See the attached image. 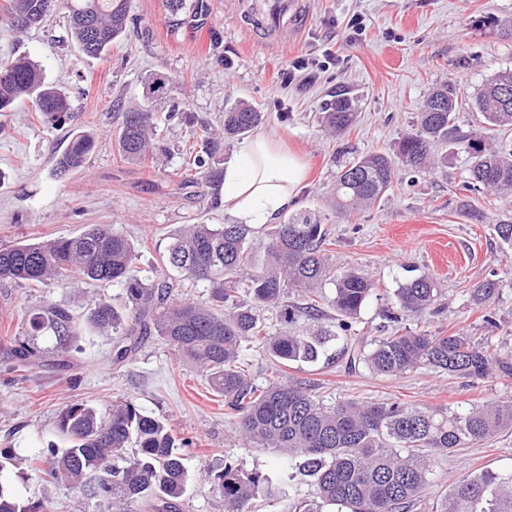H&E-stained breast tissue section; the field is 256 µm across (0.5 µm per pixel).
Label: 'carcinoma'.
Here are the masks:
<instances>
[{
  "label": "carcinoma",
  "mask_w": 512,
  "mask_h": 512,
  "mask_svg": "<svg viewBox=\"0 0 512 512\" xmlns=\"http://www.w3.org/2000/svg\"><path fill=\"white\" fill-rule=\"evenodd\" d=\"M57 0H0V21L23 33L41 24ZM69 35L79 51L98 58L122 33L130 19L128 0H65ZM169 76L153 73L146 98L168 90ZM31 107L47 121L71 118L64 93L45 81L39 65L27 56L0 61V112ZM463 108L458 84L448 81L427 93L415 132L402 138L397 157L410 172L436 164L433 147H461L469 155L463 190L485 189L512 195V145L486 144L504 127H512V69L487 80L470 108L482 125L464 133L457 126ZM319 122L333 135L350 132L357 120L352 96L339 93L326 104ZM263 121L262 113L238 102L224 112L223 127L201 129V152L192 165L198 180L222 182L218 155L224 143L244 136ZM96 132L77 129L56 161L63 178L80 171L93 153ZM121 158L139 163L159 150L153 113L146 108L123 112L116 134ZM397 168L391 157L369 152L353 157L336 173V206L353 212L375 204L394 185ZM326 217L312 209L283 217L266 234L262 266L252 263L253 245L245 224H186L171 235L161 270L151 279L136 274L134 243L112 224H92L80 235L47 241L22 240L0 246V279L47 284L66 276L90 285L122 286L134 322L101 299L87 321L112 333V363L132 360L150 336L163 339L177 360L205 374L209 386L224 397L229 423L251 448L273 450L299 461L313 479V500L296 512H404L422 501L433 471L434 457L512 429V402L471 407L465 411L430 410L401 401L340 400L325 405L307 386L269 378L258 385L245 369V351L259 346L274 364L314 365L326 354L331 337L349 339L361 308L374 293L372 281L355 269L336 272L328 254ZM334 286L328 300L335 325L326 323L320 307L322 284ZM209 288L205 303L174 296L183 284ZM497 282L487 280L471 291L472 301L490 306ZM440 288L422 275L397 288L398 310L389 313L392 331L369 350L346 343L347 369L361 367L383 376H401L429 367L452 376L484 380L496 373L512 376V352L498 351L462 333L443 335L415 331L405 322L427 311L439 312ZM275 311L278 328L270 331L257 310ZM32 336L50 330L58 352H68L72 316L51 306L27 319ZM13 357L30 362L40 350L15 339ZM59 430L72 438L62 453H52L49 475L73 487L97 471L89 496L103 501L109 512H179L191 480L181 448L186 441L169 424L123 400L101 415L82 404L66 405ZM214 489L224 499V512H255L256 502L275 508L281 503L280 480L230 464L214 475ZM0 512H51L43 501L22 502L0 485ZM435 512H512V475L492 469L461 478L436 505Z\"/></svg>",
  "instance_id": "1"
}]
</instances>
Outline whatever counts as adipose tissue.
Returning a JSON list of instances; mask_svg holds the SVG:
<instances>
[{
  "label": "adipose tissue",
  "instance_id": "adipose-tissue-1",
  "mask_svg": "<svg viewBox=\"0 0 512 512\" xmlns=\"http://www.w3.org/2000/svg\"><path fill=\"white\" fill-rule=\"evenodd\" d=\"M237 156V163L224 170L225 213L251 227L272 223L304 189L305 158L263 133L242 140Z\"/></svg>",
  "mask_w": 512,
  "mask_h": 512
}]
</instances>
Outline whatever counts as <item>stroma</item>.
<instances>
[{"instance_id": "35a3bbf8", "label": "stroma", "mask_w": 512, "mask_h": 512, "mask_svg": "<svg viewBox=\"0 0 512 512\" xmlns=\"http://www.w3.org/2000/svg\"><path fill=\"white\" fill-rule=\"evenodd\" d=\"M302 2L301 28L287 48L276 52L270 45L277 34L250 37L233 0H204L203 13L192 25L183 14L170 13L164 0H129L135 25L95 59L70 42L63 8L22 35L0 23V59L25 55L37 62L46 80L65 92L72 124L98 135L86 169L62 179L54 163L68 144V128L52 127L25 109L0 112V244L74 237L87 225L113 224L139 252V277H153L180 225L228 223L223 209L209 206L212 188L189 175L186 153L200 125L221 127L225 107L244 100L263 112L260 132L278 137L306 159L309 179L295 208L329 215L330 254L337 269H359L376 288L353 335L368 344L388 335L386 315L396 308L395 290L426 274L439 282L447 309L412 320L411 328L463 333L511 351L512 244L498 237L495 226L512 218V202L485 190L462 192L469 165L463 149L448 150L447 162L356 213L335 212L331 187L339 162L369 151L395 155L430 87L454 80L471 98L496 72L512 69V37L473 25L486 14L511 21L512 0ZM355 15L364 20L358 36L348 28ZM300 56L315 60V67L292 71ZM154 72L168 75L172 85L148 101L144 80ZM344 88L357 101V123L350 134L335 138L317 117ZM142 104L159 118L164 150L130 164L118 156L115 133L122 108ZM463 197L470 213L459 209ZM475 211L480 214L476 220L471 217ZM487 280L499 286L490 307L499 320L495 329L484 322L485 309L470 300L471 289ZM122 295L118 284L98 288L66 277L39 286L0 279V337L23 336L25 313L55 304L68 308L76 321L65 370L53 363L52 333L36 337L41 356L25 367H14L0 344V451L13 458L0 471V486L16 498L48 502L52 512H98L96 499L30 470L29 461L47 457L49 448L67 447L57 429L64 405L83 403L102 413L129 398L146 413L166 418L188 441L185 464L193 480L181 512H224L208 472L227 463L249 472L289 474L284 506L308 498L311 487L297 475L294 461L240 440L224 417L223 397L195 369L179 365L160 337H149L131 362L113 365L111 335L91 327L86 314L99 297L117 302ZM339 348V342H330V361L292 365L284 368V378L309 385L328 406L343 399H400L462 411L512 401V377L474 382L425 367L403 376H377L363 368L351 372L336 357ZM486 468L512 472V430L437 457L426 503L411 512H432L462 475Z\"/></svg>"}]
</instances>
